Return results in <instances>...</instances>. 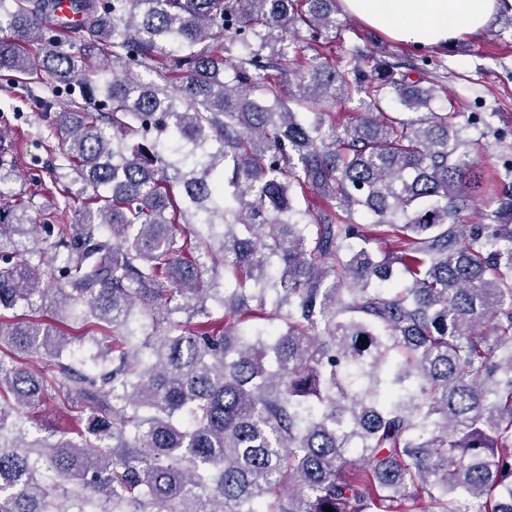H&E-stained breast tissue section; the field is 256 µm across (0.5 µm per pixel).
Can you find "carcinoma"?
Instances as JSON below:
<instances>
[{"label":"carcinoma","mask_w":512,"mask_h":512,"mask_svg":"<svg viewBox=\"0 0 512 512\" xmlns=\"http://www.w3.org/2000/svg\"><path fill=\"white\" fill-rule=\"evenodd\" d=\"M69 9L0 0V78L51 84L85 193L75 224L0 205V512H512V182L467 220L481 143L447 92L314 56L282 94L336 0ZM49 294L54 322L15 314ZM61 396L77 436L27 439ZM366 105L360 101L358 96L353 98H340L338 101L332 102L330 111L340 114V120L343 123L355 121L362 112L365 111Z\"/></svg>","instance_id":"carcinoma-1"}]
</instances>
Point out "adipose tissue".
Wrapping results in <instances>:
<instances>
[{
	"label": "adipose tissue",
	"mask_w": 512,
	"mask_h": 512,
	"mask_svg": "<svg viewBox=\"0 0 512 512\" xmlns=\"http://www.w3.org/2000/svg\"><path fill=\"white\" fill-rule=\"evenodd\" d=\"M345 14L395 42L439 48L483 30L500 0H341Z\"/></svg>",
	"instance_id": "obj_1"
}]
</instances>
